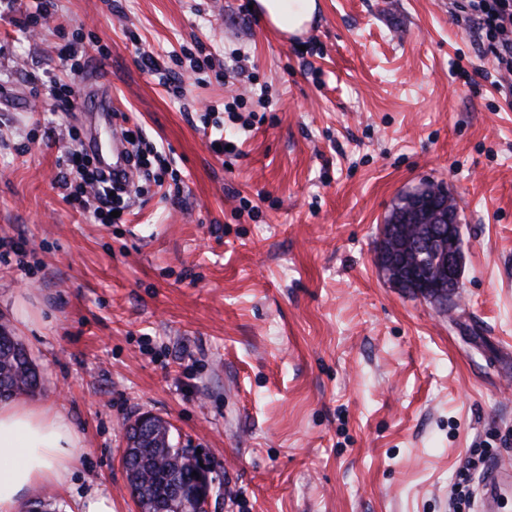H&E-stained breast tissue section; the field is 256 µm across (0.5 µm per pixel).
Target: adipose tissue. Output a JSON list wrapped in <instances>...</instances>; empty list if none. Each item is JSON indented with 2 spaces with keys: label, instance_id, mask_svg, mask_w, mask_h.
Returning a JSON list of instances; mask_svg holds the SVG:
<instances>
[{
  "label": "adipose tissue",
  "instance_id": "ef3b65f1",
  "mask_svg": "<svg viewBox=\"0 0 512 512\" xmlns=\"http://www.w3.org/2000/svg\"><path fill=\"white\" fill-rule=\"evenodd\" d=\"M253 9L272 29L301 33L317 0H254ZM82 435L56 405L19 396L0 401V512H19L25 498L46 489L72 488Z\"/></svg>",
  "mask_w": 512,
  "mask_h": 512
}]
</instances>
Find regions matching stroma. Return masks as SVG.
<instances>
[{
    "mask_svg": "<svg viewBox=\"0 0 512 512\" xmlns=\"http://www.w3.org/2000/svg\"><path fill=\"white\" fill-rule=\"evenodd\" d=\"M250 2L56 0L69 25L26 35L0 0V242L25 243L0 263V325L84 437L56 502L99 485L137 512L121 459L149 411L210 467L211 512H476L466 459L512 469V98L480 79L491 43L462 0H319L287 37ZM107 101L173 169L112 224L67 201L58 162ZM428 183L460 216L452 318L377 264Z\"/></svg>",
    "mask_w": 512,
    "mask_h": 512,
    "instance_id": "stroma-1",
    "label": "stroma"
}]
</instances>
